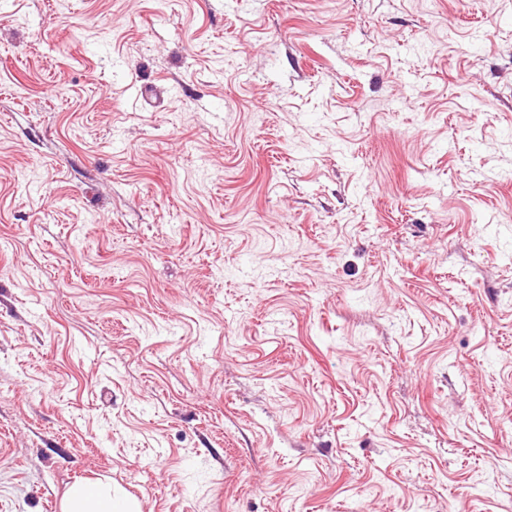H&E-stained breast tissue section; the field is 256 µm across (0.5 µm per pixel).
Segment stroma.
Listing matches in <instances>:
<instances>
[{"label":"stroma","mask_w":512,"mask_h":512,"mask_svg":"<svg viewBox=\"0 0 512 512\" xmlns=\"http://www.w3.org/2000/svg\"><path fill=\"white\" fill-rule=\"evenodd\" d=\"M512 512V0H0V512ZM129 502L112 498V491L91 483L76 482L67 492L63 512H139Z\"/></svg>","instance_id":"1"}]
</instances>
